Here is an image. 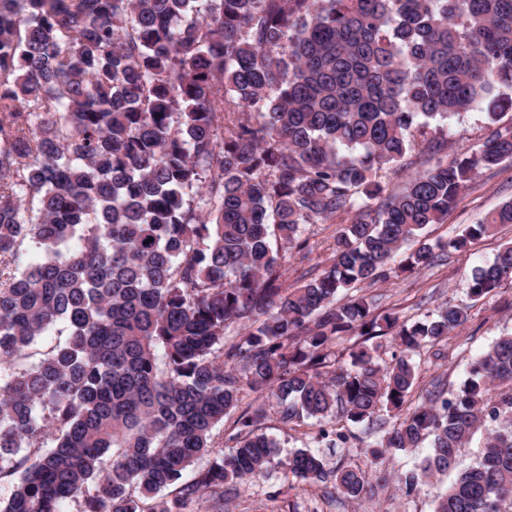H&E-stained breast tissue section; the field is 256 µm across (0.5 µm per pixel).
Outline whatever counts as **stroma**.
<instances>
[{
  "label": "stroma",
  "mask_w": 512,
  "mask_h": 512,
  "mask_svg": "<svg viewBox=\"0 0 512 512\" xmlns=\"http://www.w3.org/2000/svg\"><path fill=\"white\" fill-rule=\"evenodd\" d=\"M486 100H477L461 117L449 119L443 130L449 153L483 143L489 134ZM512 199V161L491 170L480 171L463 191L456 206L443 224L426 227L429 243L445 242L467 225L479 222L488 212ZM338 224L308 225L305 236L311 248L310 259L301 263L292 259L283 263L289 283H302L304 275L315 264H326L331 255ZM512 242V224L497 226L493 234L476 240L465 254L449 253L443 262L414 271H402L405 252L391 261L397 276L381 280L365 288L364 294L375 311L396 309L402 319L416 321L442 305L451 303L468 308L469 319L444 340L422 351L411 401H418L442 386L445 398H454L465 380L473 359L498 336L512 332V283H504L494 295L471 302L467 282L472 269L491 262L504 244ZM332 421L308 420L301 425H284L276 414L265 422L267 434L280 443L281 455L310 445L319 429H333ZM451 474H438L414 495L407 496L394 484H387L375 494L351 502L334 492L328 483H306L284 479L279 465H271L266 474L236 484L225 493L226 512H432L436 496L446 491Z\"/></svg>",
  "instance_id": "1"
}]
</instances>
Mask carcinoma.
I'll return each instance as SVG.
<instances>
[{
	"label": "carcinoma",
	"instance_id": "1",
	"mask_svg": "<svg viewBox=\"0 0 512 512\" xmlns=\"http://www.w3.org/2000/svg\"><path fill=\"white\" fill-rule=\"evenodd\" d=\"M213 2L0 0V512L221 510L224 484L279 453L269 406L285 425L365 426L376 461L429 443L415 468L381 477L406 496L457 471L498 420L432 512H512V334L453 399L432 391L406 409L414 356L468 311L410 323L361 294L478 171L512 160V126L451 159L439 136L480 97L497 120L512 0ZM415 164L386 193L387 173ZM336 219L328 263L288 284L272 241L305 260V226ZM498 224L512 200L401 270L466 253ZM509 280L511 243L474 267L468 295ZM346 335L365 345L338 365ZM388 335L387 362L366 342ZM247 390L260 402L243 409ZM232 416L222 454L214 432ZM278 464L350 501L369 491L368 471L310 449Z\"/></svg>",
	"mask_w": 512,
	"mask_h": 512
}]
</instances>
